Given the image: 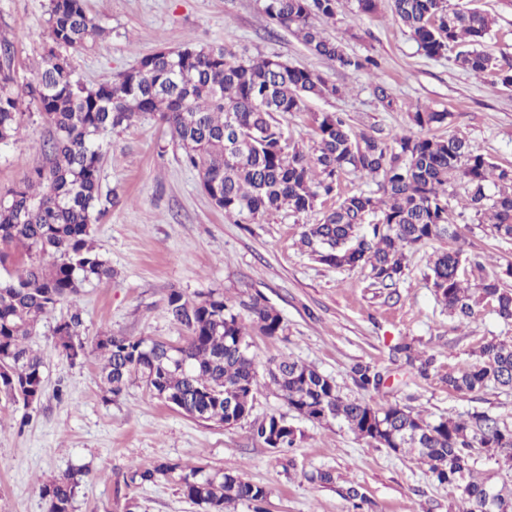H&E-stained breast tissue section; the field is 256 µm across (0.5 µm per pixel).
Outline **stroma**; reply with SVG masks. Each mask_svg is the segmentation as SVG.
Here are the masks:
<instances>
[{
  "label": "stroma",
  "mask_w": 512,
  "mask_h": 512,
  "mask_svg": "<svg viewBox=\"0 0 512 512\" xmlns=\"http://www.w3.org/2000/svg\"><path fill=\"white\" fill-rule=\"evenodd\" d=\"M494 20L490 50L512 59V0H478ZM102 31L71 51L76 77L90 85L114 80L159 48L190 42L223 45L248 57L276 56L320 73L340 87L336 96L308 102L306 111L284 120L289 141L312 151L311 115L335 112L357 131L382 136L413 130L418 105L450 112L438 136L464 137L497 166L512 170V87L492 85L458 67L453 53L429 58L405 27L377 0L374 13L342 0L335 18L319 20L325 35L346 51L376 57L377 74L345 72L310 53L292 33L275 26L259 0H86ZM49 0H0V28L13 43L11 65L18 85L30 83L39 67L48 32ZM394 99L381 107L375 84ZM21 133L0 147V193L21 185L44 165L38 145L49 127L34 106L22 104ZM105 152L102 194L112 204L94 226L93 240L114 271L112 279L85 288L41 323L30 345L45 360V393L25 410L0 399V512H47L40 486L81 472L71 512H200L170 480L142 486L124 482L136 465L167 459L206 470H224L267 486L266 512H448L456 489L438 484L414 458L374 448L341 422L318 425L283 403L267 375L247 420L228 427L193 419L131 387L106 399L99 362L73 364L54 350L52 330L62 317L80 311L82 337L93 342L103 331L180 343L184 327L165 311L171 290L189 297L218 290L236 301L261 295L283 321L282 335L252 333L257 361L288 356L330 376L339 392L376 406L399 404L429 421L478 410L512 427V391L489 387L469 396L449 392L448 372L466 369L482 343L512 341V323L490 307H476L459 321L438 300L429 260L452 248L433 240L407 254L396 292L373 285L368 269L336 268L318 262L300 244L305 225L320 223L338 196L374 190L359 173L341 175L337 195L318 199L308 213L274 212L233 219L203 192L197 171L187 167L169 129L158 116L100 136ZM466 187L448 188V210L463 239L487 258L486 271L512 262V240L491 234L459 205ZM415 353L435 355L436 369L420 375L400 343ZM368 364L383 377L380 390L357 387L351 369ZM272 415L285 416L297 431L295 448L275 451L254 440L251 428ZM334 481H313L317 471ZM364 495L354 507L350 487Z\"/></svg>",
  "instance_id": "1"
}]
</instances>
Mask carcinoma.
Returning a JSON list of instances; mask_svg holds the SVG:
<instances>
[{"mask_svg": "<svg viewBox=\"0 0 512 512\" xmlns=\"http://www.w3.org/2000/svg\"><path fill=\"white\" fill-rule=\"evenodd\" d=\"M263 13L299 37L314 55L344 71H373L376 59L347 53L326 38L316 18L332 19L341 0H262ZM393 18L406 27L429 58L456 51L455 62L493 84L512 86V63H500L488 49L493 18L478 7L461 9L451 0H391ZM99 32L83 0H50L48 43L34 80L23 92L50 128L39 144L46 162L26 185L0 196V396L30 407L45 393L44 359L29 347L41 321L82 288L112 278V267L97 250L93 225L106 211L100 194L104 158L102 132L135 115H159L184 161L197 170L207 196L228 217L255 218L287 210L305 214L330 195L341 174L352 168L376 185L345 196L322 222L306 225L301 244L319 262L336 268L367 267L373 283L395 288L405 271V251L449 238L456 247L436 253L429 269L440 302L462 320L489 304L512 321V264L464 285L468 273L485 269V256L470 253L448 214V183L466 186L461 208L501 238H512V171L498 169L468 141L396 133L385 140L356 132L332 113L313 115L315 148L307 153L288 140L281 118L305 111L311 98L336 95L319 74L277 57L251 59L222 46L190 42L174 54L155 52L111 83L89 87L74 76L69 50ZM12 42L0 35V145L21 129L23 112L11 67ZM451 114L417 106L420 129L448 123ZM53 261L43 262L45 256ZM260 333L283 332L280 315L251 296L238 302L210 291L189 299L178 290L167 296L166 312L188 336L168 357L169 344L101 332L93 346L81 338L82 318L74 312L56 323L54 349L72 363L99 355L107 393L121 396L141 384L164 404L201 421L234 426L251 413L258 391L254 355L240 311ZM268 374L289 409L321 425L339 419L375 448L404 453L428 466L440 484L459 491L458 512H512V428L484 411L428 421L398 404L374 407L339 393L332 378L288 357L269 363ZM362 389L377 390L382 376L370 365L353 369ZM448 390L468 395L492 385L512 390V342L486 341L478 360L445 378ZM266 446L290 448L296 431L272 415L252 430ZM504 465L500 480L478 478V455ZM174 479L183 495L204 512H230L238 501L263 512L266 487L231 472L158 461L130 469L127 484L141 486ZM77 481L55 478L40 488L48 512H71Z\"/></svg>", "mask_w": 512, "mask_h": 512, "instance_id": "obj_1", "label": "carcinoma"}]
</instances>
